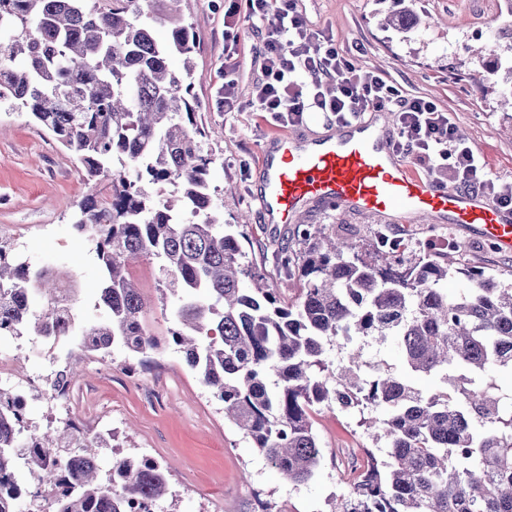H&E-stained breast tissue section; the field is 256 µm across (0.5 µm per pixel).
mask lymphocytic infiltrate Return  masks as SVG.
<instances>
[{
	"label": "lymphocytic infiltrate",
	"mask_w": 512,
	"mask_h": 512,
	"mask_svg": "<svg viewBox=\"0 0 512 512\" xmlns=\"http://www.w3.org/2000/svg\"><path fill=\"white\" fill-rule=\"evenodd\" d=\"M268 7V0H232L224 11L225 59L236 52L238 17L261 21ZM263 70L253 97L282 126L301 124L311 111L339 123L372 110L389 111L397 129L396 150L434 182L481 190L512 210V182L490 177L484 160L461 138L447 111L429 100L404 97L382 73L355 64L331 37L316 36L294 0H285L277 26L267 32Z\"/></svg>",
	"instance_id": "f902f5d3"
}]
</instances>
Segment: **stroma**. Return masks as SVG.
I'll use <instances>...</instances> for the list:
<instances>
[{
    "label": "stroma",
    "instance_id": "35a3bbf8",
    "mask_svg": "<svg viewBox=\"0 0 512 512\" xmlns=\"http://www.w3.org/2000/svg\"><path fill=\"white\" fill-rule=\"evenodd\" d=\"M313 33L332 37L337 48L357 64L381 72L401 95L434 101L447 110L460 135L484 159L493 178L512 181V0H415L417 25L397 29L387 22L393 0H295ZM184 15L194 32L192 82L207 130L202 145L213 154L211 185L225 223L241 235L243 261L257 267L285 300H294L304 282L286 276L275 263L271 242L259 214L256 191L259 160L275 127L252 105V90L263 78L264 35L261 24L244 18L233 76L240 105L217 111L216 89L224 82V15L210 0H184ZM104 178L88 179L71 152L23 111L0 105V237L19 246L32 263L54 267L69 259L79 288L81 318L98 316L99 265L94 253L71 230L76 203L92 191H104ZM300 223L327 235H340L360 247L372 245L385 227L400 241L401 257L414 259L450 243L459 264L483 268L496 281L512 282V255L497 252L473 233L412 223L391 214L374 220L315 202ZM147 307L145 321L159 339L148 352L151 369L131 384L127 371L141 357L113 347L110 356L84 357L79 364L68 413L95 433L112 426L118 452L150 457L170 472L171 492L160 512H253L255 493H263L272 512H331L349 487L344 479L355 449L371 447L358 410L316 408L314 428L324 459L314 476L292 483L225 419L211 396L171 344L175 326L171 305L162 303L158 263L145 258L127 270ZM13 357L22 372L48 368L37 337L0 340V357Z\"/></svg>",
    "mask_w": 512,
    "mask_h": 512
}]
</instances>
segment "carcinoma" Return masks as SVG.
I'll return each instance as SVG.
<instances>
[{"label": "carcinoma", "mask_w": 512, "mask_h": 512, "mask_svg": "<svg viewBox=\"0 0 512 512\" xmlns=\"http://www.w3.org/2000/svg\"><path fill=\"white\" fill-rule=\"evenodd\" d=\"M181 0H0V104L24 110L70 151L90 178L109 180L108 194L76 204L74 232L86 237L102 278L93 322L71 309L66 335L78 337L61 379H73L77 358L115 345L133 353L158 347L144 322V302L126 277L129 263L160 260L163 292L175 298L172 341L231 420L272 467L304 483L323 458L312 413L324 405L380 409L361 425L384 441L388 460L369 448L347 471L350 487L336 512H512V395L496 375H512V286L484 271L454 266L451 251L414 260L378 234L389 258L370 261L342 238L321 236L300 251L283 247L277 263L306 281L283 302L259 272L241 262L237 237L224 230L210 188L212 155L192 94L195 42ZM389 18L417 24L405 0ZM168 28L160 42L154 27ZM183 58L176 71L170 57ZM178 190L154 199L147 186ZM470 286L448 294L449 273ZM248 278L254 288L242 287ZM66 263L31 264L0 240V327L41 336ZM35 289V296H23ZM342 337L363 344L393 341L399 371L359 374L361 353L336 369L323 359ZM413 378H435L432 390ZM13 394L0 387V472L15 469L14 448H68L85 458L57 512H128L138 499L159 500L169 472L149 459L112 458L127 469L115 483L92 457L108 443L65 425L43 433L12 422ZM32 486L60 483L46 454L24 458Z\"/></svg>", "instance_id": "cac0c4a2"}]
</instances>
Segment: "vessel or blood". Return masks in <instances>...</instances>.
<instances>
[{"mask_svg":"<svg viewBox=\"0 0 512 512\" xmlns=\"http://www.w3.org/2000/svg\"><path fill=\"white\" fill-rule=\"evenodd\" d=\"M394 138L389 113L377 110L319 139L296 131L273 134L261 153L256 194L263 223L272 230L295 223L311 201L368 216L397 210L469 228L496 250L512 253V211L481 191L422 178L395 150Z\"/></svg>","mask_w":512,"mask_h":512,"instance_id":"b4317fda","label":"vessel or blood"}]
</instances>
